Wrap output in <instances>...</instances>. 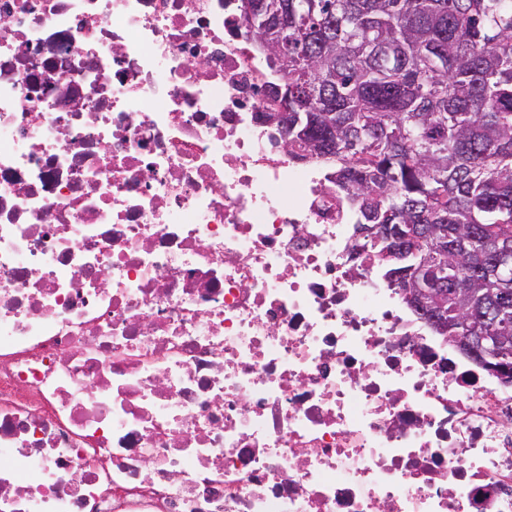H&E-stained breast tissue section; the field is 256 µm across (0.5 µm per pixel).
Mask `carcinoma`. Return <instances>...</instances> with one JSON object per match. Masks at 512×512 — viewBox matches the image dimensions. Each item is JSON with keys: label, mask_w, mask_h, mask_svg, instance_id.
<instances>
[{"label": "carcinoma", "mask_w": 512, "mask_h": 512, "mask_svg": "<svg viewBox=\"0 0 512 512\" xmlns=\"http://www.w3.org/2000/svg\"><path fill=\"white\" fill-rule=\"evenodd\" d=\"M248 2L247 39H267L288 76V147L336 161L331 179L389 286L405 290L424 258L447 263L433 280L449 296L512 289L497 268L512 248V0ZM394 246L404 261L387 258ZM472 317L512 336V296L477 301Z\"/></svg>", "instance_id": "obj_1"}]
</instances>
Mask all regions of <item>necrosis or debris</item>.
Segmentation results:
<instances>
[{"label":"necrosis or debris","mask_w":512,"mask_h":512,"mask_svg":"<svg viewBox=\"0 0 512 512\" xmlns=\"http://www.w3.org/2000/svg\"><path fill=\"white\" fill-rule=\"evenodd\" d=\"M274 80L240 0H0V512H512Z\"/></svg>","instance_id":"1"}]
</instances>
